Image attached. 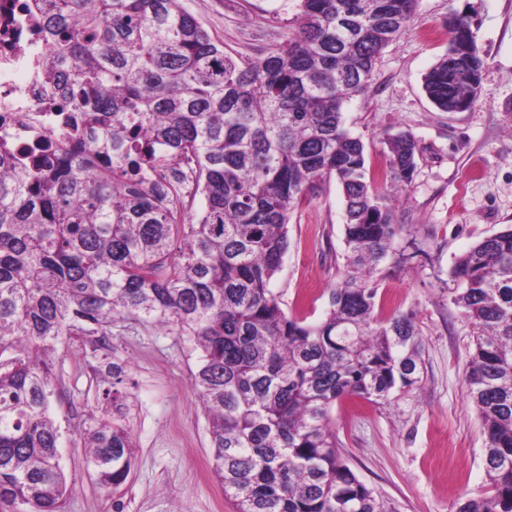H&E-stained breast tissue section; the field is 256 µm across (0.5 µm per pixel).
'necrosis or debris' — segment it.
<instances>
[{"label": "necrosis or debris", "instance_id": "4bbe7bcc", "mask_svg": "<svg viewBox=\"0 0 512 512\" xmlns=\"http://www.w3.org/2000/svg\"><path fill=\"white\" fill-rule=\"evenodd\" d=\"M33 14V0H0V143L21 162L30 150L56 147L66 124L55 110L60 91L42 73L49 49Z\"/></svg>", "mask_w": 512, "mask_h": 512}]
</instances>
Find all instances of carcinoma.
<instances>
[{
  "instance_id": "cac0c4a2",
  "label": "carcinoma",
  "mask_w": 512,
  "mask_h": 512,
  "mask_svg": "<svg viewBox=\"0 0 512 512\" xmlns=\"http://www.w3.org/2000/svg\"><path fill=\"white\" fill-rule=\"evenodd\" d=\"M295 29L254 60L224 51L182 0H35L47 79L87 125L58 162L20 167L0 144V505L60 512L67 475L50 414L56 347L134 319L188 337L213 471L237 512H394L347 465L330 411L419 382L410 314L375 315L374 275L404 259L389 195L342 109L418 0H300ZM424 76L463 112L485 60L467 16ZM385 179L411 184L420 148L386 141ZM331 179L346 265L321 320L288 315L271 285L293 211ZM202 199L198 217L190 215ZM471 323L467 385L489 485L456 512H512V227L455 262ZM87 435L97 483L117 490L133 451L122 405Z\"/></svg>"
}]
</instances>
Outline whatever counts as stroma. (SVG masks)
I'll return each mask as SVG.
<instances>
[{"label": "stroma", "instance_id": "obj_1", "mask_svg": "<svg viewBox=\"0 0 512 512\" xmlns=\"http://www.w3.org/2000/svg\"><path fill=\"white\" fill-rule=\"evenodd\" d=\"M183 4L242 59L282 42L299 12L298 0ZM452 12L469 16L485 60L476 100L463 112L441 111L423 90L424 75L448 48L443 21ZM343 117L374 174L386 169L388 135L408 131L419 142L413 181L394 202L416 250L403 264H383L377 298L389 312L414 316L423 361L413 388L360 410L336 403L331 419L350 467L395 512H455L461 499L487 488L488 477L466 382L473 330L453 301L450 271L478 241L512 225V0H419L406 33L383 49ZM343 224L333 181L292 213L288 252L272 284L285 312L322 317L346 264ZM106 358L125 370L118 390L135 453L127 485L115 491L97 484L84 448L92 419L112 408L99 372ZM196 365L185 339L134 321L117 322L103 340L61 339L51 411L69 482L64 512H236L212 471L191 379Z\"/></svg>", "mask_w": 512, "mask_h": 512}]
</instances>
